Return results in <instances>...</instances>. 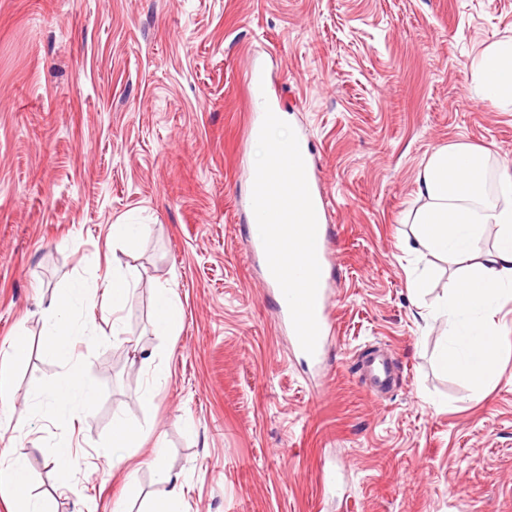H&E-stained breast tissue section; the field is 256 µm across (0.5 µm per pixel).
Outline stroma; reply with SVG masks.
Returning <instances> with one entry per match:
<instances>
[{
    "mask_svg": "<svg viewBox=\"0 0 512 512\" xmlns=\"http://www.w3.org/2000/svg\"><path fill=\"white\" fill-rule=\"evenodd\" d=\"M510 38L512 0H0V350L29 342L0 459H28L52 512H113L120 497L150 512L167 493L157 438L183 512H512V296L495 317L502 377L478 389L444 373L427 312L454 267L409 250L402 221L433 150L474 146L491 192L512 164V110L479 103L469 69ZM258 66L309 145L334 226L321 371L290 352L245 258V74ZM116 224L143 231L116 242ZM426 267L417 300L408 280ZM116 271L135 280L117 315L105 294ZM77 281L96 305L71 313L72 354L54 360L44 310ZM162 285L180 305L175 336L153 330ZM375 346L399 367L380 400L356 364ZM69 373L95 391L76 418L49 405ZM120 410L150 440L116 469ZM165 446L157 441L153 447L152 463L155 466L158 481L169 487L166 500L158 509H150V512H181L180 504L183 496V485L180 481V475L173 473L165 465Z\"/></svg>",
    "mask_w": 512,
    "mask_h": 512,
    "instance_id": "35a3bbf8",
    "label": "stroma"
}]
</instances>
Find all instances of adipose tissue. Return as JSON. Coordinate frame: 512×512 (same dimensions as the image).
Returning <instances> with one entry per match:
<instances>
[{
  "label": "adipose tissue",
  "instance_id": "ef3b65f1",
  "mask_svg": "<svg viewBox=\"0 0 512 512\" xmlns=\"http://www.w3.org/2000/svg\"><path fill=\"white\" fill-rule=\"evenodd\" d=\"M471 75L481 100L501 105L512 100V40L487 49L471 65ZM418 207L410 210L417 251L440 256L457 264V275L446 302L437 309L449 339L441 355L448 372L482 384L502 370L498 357L500 330L493 317L503 293H512V166L497 171V192L485 189L481 154L470 145L452 144L430 154L416 177ZM496 230L492 249L482 247L486 227ZM88 286L76 283L64 302L51 303L46 311L49 341L45 354L63 359L69 354L73 334L67 316L75 306H92ZM0 480L19 492L10 512H49L46 503L26 498L29 483L25 459L0 464Z\"/></svg>",
  "mask_w": 512,
  "mask_h": 512
}]
</instances>
